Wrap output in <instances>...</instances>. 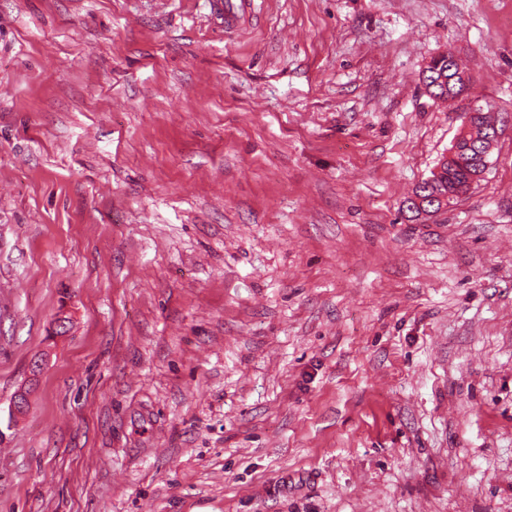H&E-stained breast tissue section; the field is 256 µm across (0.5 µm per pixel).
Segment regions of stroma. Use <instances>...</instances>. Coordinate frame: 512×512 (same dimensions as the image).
Returning a JSON list of instances; mask_svg holds the SVG:
<instances>
[{
    "mask_svg": "<svg viewBox=\"0 0 512 512\" xmlns=\"http://www.w3.org/2000/svg\"><path fill=\"white\" fill-rule=\"evenodd\" d=\"M224 2L0 0V512H512V0ZM247 14H252L251 0H227L224 4V26H238ZM450 61V54H448V59L445 56H441L439 59H434V66L429 69L428 74L424 75L422 73V81L431 96L449 98L450 92L456 91V81H450V79L458 73L468 74L464 69L460 68L455 59L452 62V68L449 69L448 63ZM491 127H494V129L489 131L488 140L484 142V148L475 147L476 152L481 156H484L485 160L498 137V130L495 122L491 123ZM486 135L487 132L484 128L483 122L480 121L477 124H474L466 135L462 136V139L459 141L458 148L461 152L456 154V158L448 159V163H438L436 168L440 164V171L438 173L432 171L431 175L422 181L425 186H422L421 188L418 184L413 189L412 193H415L419 189V193L424 197V199L429 198L433 193L432 191L435 189V185H431L432 190H428L427 188L430 184L428 179L431 178L433 183L437 186L441 185L444 189H448V193L452 192L454 189L466 186L471 172L475 171L478 163L476 159L477 153L472 148H467L468 142H472V145L475 144L476 146H480ZM485 145L489 146L485 148ZM482 151H484V153ZM47 361V355H43L40 357V359L33 362L31 368H30V376L28 380V384L22 386L16 393L14 398V412L16 413H22L26 406L25 401L28 400L29 395L33 389L34 382L36 380L37 375L39 374V371L43 369V366L45 365Z\"/></svg>",
    "mask_w": 512,
    "mask_h": 512,
    "instance_id": "35a3bbf8",
    "label": "stroma"
}]
</instances>
